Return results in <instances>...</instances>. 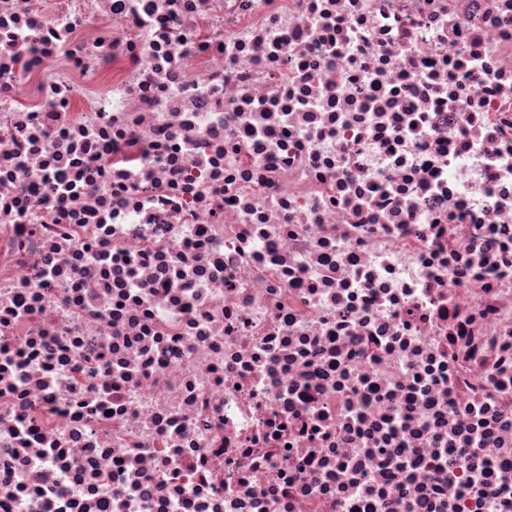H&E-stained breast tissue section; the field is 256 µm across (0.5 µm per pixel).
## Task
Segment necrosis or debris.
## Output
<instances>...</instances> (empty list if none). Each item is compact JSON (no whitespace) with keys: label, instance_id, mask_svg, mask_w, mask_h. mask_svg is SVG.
I'll return each instance as SVG.
<instances>
[{"label":"necrosis or debris","instance_id":"4bbe7bcc","mask_svg":"<svg viewBox=\"0 0 512 512\" xmlns=\"http://www.w3.org/2000/svg\"><path fill=\"white\" fill-rule=\"evenodd\" d=\"M0 512H512V0H0Z\"/></svg>","mask_w":512,"mask_h":512}]
</instances>
